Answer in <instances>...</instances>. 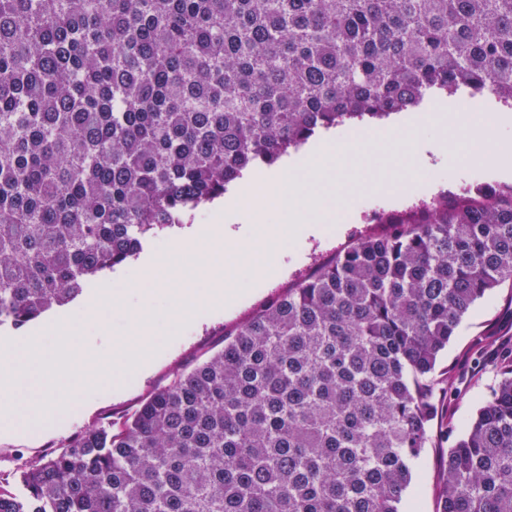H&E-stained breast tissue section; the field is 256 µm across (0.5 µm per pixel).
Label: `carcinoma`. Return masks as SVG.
I'll list each match as a JSON object with an SVG mask.
<instances>
[{
	"instance_id": "1",
	"label": "carcinoma",
	"mask_w": 512,
	"mask_h": 512,
	"mask_svg": "<svg viewBox=\"0 0 512 512\" xmlns=\"http://www.w3.org/2000/svg\"><path fill=\"white\" fill-rule=\"evenodd\" d=\"M512 99V0H0V327L75 301L243 172L432 95ZM257 308L0 512H401L439 357L512 284V184L424 200ZM439 512H512V338Z\"/></svg>"
}]
</instances>
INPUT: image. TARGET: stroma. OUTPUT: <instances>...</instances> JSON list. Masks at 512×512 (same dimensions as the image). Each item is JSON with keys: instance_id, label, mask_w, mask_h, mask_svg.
<instances>
[{"instance_id": "obj_1", "label": "stroma", "mask_w": 512, "mask_h": 512, "mask_svg": "<svg viewBox=\"0 0 512 512\" xmlns=\"http://www.w3.org/2000/svg\"><path fill=\"white\" fill-rule=\"evenodd\" d=\"M372 161L376 166L393 168L399 177L413 174L403 167L392 166L389 158L380 152L373 153ZM460 174V169L448 168L440 155L427 152L425 165L413 174L422 184L419 198L432 195L431 184L439 176L446 177L449 191H458ZM386 209L383 203L370 208L362 207L357 201L349 203L336 211L334 222L320 225L318 230L303 235L295 244L273 251L271 261L278 270L274 278L261 284H246V295L240 303L208 310L201 319L187 323L177 339L159 345L148 371L128 374L112 385L93 388L67 399L64 412L43 426L15 431L0 429V490L23 494L20 474L30 462L58 450L64 440L87 427L132 414L150 393L167 384L177 369L207 351L219 349L225 333L235 330L255 309L293 285L313 266L331 259L336 251L350 245L358 236L385 232L381 218ZM217 223V214L212 207L195 212L186 226L173 227L149 241L135 260L120 267V274L132 281L139 280L147 257L183 249L185 227L208 229ZM488 335L512 336L510 284L494 289L470 309L444 352L440 368L465 367V354L471 342L476 337ZM495 380L492 367L487 365L478 379L443 397L432 423L435 440L414 466L415 477L404 498L402 512H436L439 476L451 445L447 426L452 423L460 427L468 422L485 401Z\"/></svg>"}]
</instances>
